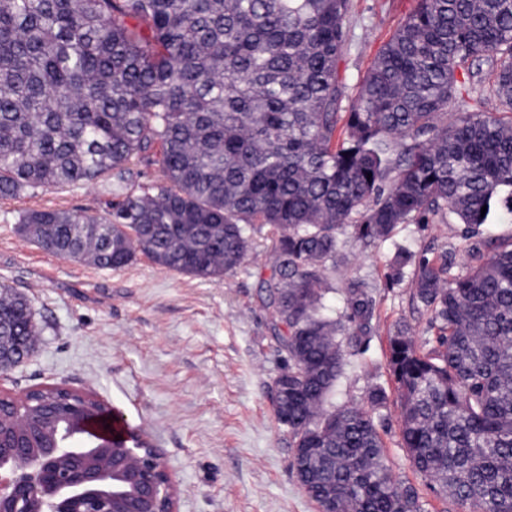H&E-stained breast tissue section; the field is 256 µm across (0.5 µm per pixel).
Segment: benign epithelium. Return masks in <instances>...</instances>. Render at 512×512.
<instances>
[{"mask_svg": "<svg viewBox=\"0 0 512 512\" xmlns=\"http://www.w3.org/2000/svg\"><path fill=\"white\" fill-rule=\"evenodd\" d=\"M51 390L35 404L48 432L21 412L39 389L0 395V512H174L167 466L135 429L118 441L94 432L118 414L91 393Z\"/></svg>", "mask_w": 512, "mask_h": 512, "instance_id": "benign-epithelium-1", "label": "benign epithelium"}]
</instances>
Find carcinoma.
Returning a JSON list of instances; mask_svg holds the SVG:
<instances>
[{"instance_id": "1", "label": "carcinoma", "mask_w": 512, "mask_h": 512, "mask_svg": "<svg viewBox=\"0 0 512 512\" xmlns=\"http://www.w3.org/2000/svg\"><path fill=\"white\" fill-rule=\"evenodd\" d=\"M350 0H0V198L110 179L103 215L31 210L19 231L103 269L141 252L216 280L256 226L285 353L273 399L293 466L321 512H421L387 463L373 411L330 402L340 337L377 331L369 285L326 304L339 234L385 243L401 224L450 214L481 236L465 277L448 251L398 246L433 344L402 327L388 363L411 466L464 512H512V0H417L349 108L338 63ZM493 77L484 92L487 77ZM455 113L451 123L444 122ZM159 165L155 193L126 191ZM486 213H481L482 207ZM0 336H28L30 300L0 288Z\"/></svg>"}]
</instances>
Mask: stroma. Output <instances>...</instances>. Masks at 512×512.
<instances>
[{
  "label": "stroma",
  "mask_w": 512,
  "mask_h": 512,
  "mask_svg": "<svg viewBox=\"0 0 512 512\" xmlns=\"http://www.w3.org/2000/svg\"><path fill=\"white\" fill-rule=\"evenodd\" d=\"M416 0H351L339 75L356 89L376 55L414 10ZM112 194L97 182L26 191L0 199V285L27 296L39 336L32 354L0 375V391L21 395L62 386L89 391L123 415L161 454L176 489V512H317L292 466L291 437L275 417L271 386L283 366L273 315L263 303L272 258L266 231L240 267L209 281L166 270L144 255L106 270L59 258L18 230L27 210L102 213ZM462 227L439 216L400 225L397 239L414 252H451L454 271L476 261ZM389 245L365 248L339 236L329 270L330 303L341 309L345 282L371 286L378 329L364 352L344 344L339 407L369 408L370 390L389 396L375 410L388 463L413 486L422 512H460L452 498L414 471L401 446L400 408L388 366L398 324L416 342L432 338L419 313L415 283L389 284Z\"/></svg>",
  "instance_id": "obj_1"
}]
</instances>
